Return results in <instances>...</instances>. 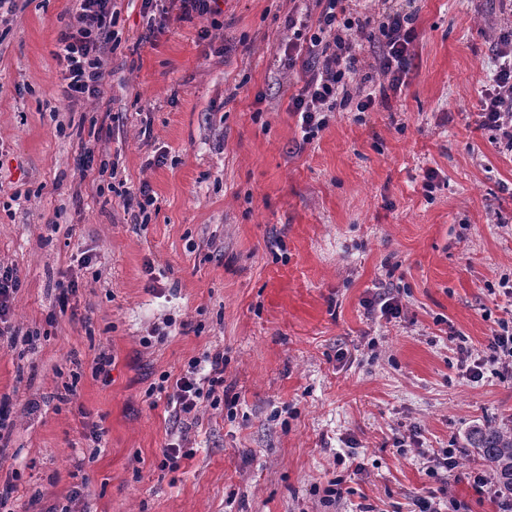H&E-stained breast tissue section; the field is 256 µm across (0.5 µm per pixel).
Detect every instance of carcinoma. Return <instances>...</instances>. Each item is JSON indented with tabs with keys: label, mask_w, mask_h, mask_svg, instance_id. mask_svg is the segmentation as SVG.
<instances>
[{
	"label": "carcinoma",
	"mask_w": 512,
	"mask_h": 512,
	"mask_svg": "<svg viewBox=\"0 0 512 512\" xmlns=\"http://www.w3.org/2000/svg\"><path fill=\"white\" fill-rule=\"evenodd\" d=\"M469 445L478 449L480 459L492 473L496 492L512 498V430L490 425L477 426L468 436Z\"/></svg>",
	"instance_id": "1"
}]
</instances>
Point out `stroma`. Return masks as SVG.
<instances>
[{
  "label": "stroma",
  "instance_id": "1",
  "mask_svg": "<svg viewBox=\"0 0 512 512\" xmlns=\"http://www.w3.org/2000/svg\"><path fill=\"white\" fill-rule=\"evenodd\" d=\"M73 5L12 0L0 23V264L21 278L11 325L39 334L0 345L9 512H50L85 476L75 512H411L444 493L498 512L466 435L512 428V372L471 380L453 339L479 352L512 320V153L481 118L502 0H352L376 23L413 15L409 70L357 111L383 81L378 44L360 42L350 103L308 143L288 106L309 44L288 22L315 26L321 0H221L209 43L205 19L153 33L141 0H117L103 192L80 156L98 109L64 95L55 56ZM144 183L155 203L137 224L116 189ZM385 289L399 318L365 309ZM219 350L217 402L184 416L151 395ZM171 443L190 455L164 469ZM421 448L461 465L431 476Z\"/></svg>",
  "mask_w": 512,
  "mask_h": 512
}]
</instances>
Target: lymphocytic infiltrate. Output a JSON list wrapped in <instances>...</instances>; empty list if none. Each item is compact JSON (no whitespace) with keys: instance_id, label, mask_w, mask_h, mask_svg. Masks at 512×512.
I'll list each match as a JSON object with an SVG mask.
<instances>
[{"instance_id":"1","label":"lymphocytic infiltrate","mask_w":512,"mask_h":512,"mask_svg":"<svg viewBox=\"0 0 512 512\" xmlns=\"http://www.w3.org/2000/svg\"><path fill=\"white\" fill-rule=\"evenodd\" d=\"M74 22L68 23L58 38L56 57L63 64L67 92L73 97H90L103 101L105 70L102 54L115 39L112 30L115 16L113 0H75ZM343 0H326L317 19V30L310 42L322 58L321 66L302 88L292 96L289 110L298 115L303 141H310L327 124V115L335 111L340 86L356 70L358 57L356 40H381L380 71L388 78L391 88L403 83L402 76L410 61V49L417 38L413 19L401 12L386 15L378 27L369 20L345 16L338 18L336 9ZM142 9L148 19L157 20L166 27L172 13L180 17H199L220 14L218 0H142ZM501 48L495 58L491 85L483 99L482 123L496 132L506 150L512 151V31L501 32ZM461 362L474 379H482L487 370L512 369V321L500 322L482 353L473 355L466 342L456 346ZM208 373L199 374L190 368L177 378L172 387L158 385V392L169 395L178 412L189 414L213 398L224 384V355L207 356Z\"/></svg>"}]
</instances>
